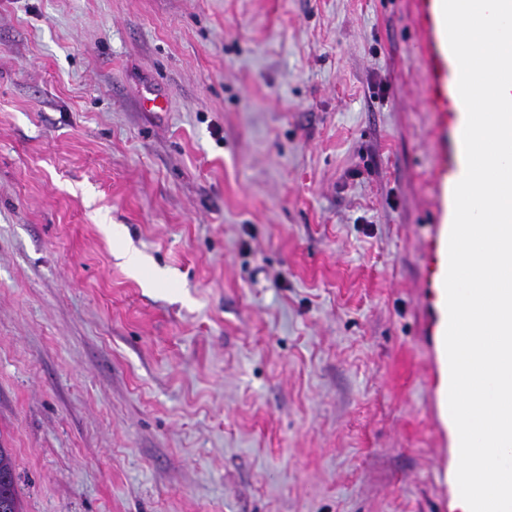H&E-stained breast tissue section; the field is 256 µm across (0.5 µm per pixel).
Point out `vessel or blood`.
<instances>
[{
	"instance_id": "vessel-or-blood-1",
	"label": "vessel or blood",
	"mask_w": 512,
	"mask_h": 512,
	"mask_svg": "<svg viewBox=\"0 0 512 512\" xmlns=\"http://www.w3.org/2000/svg\"><path fill=\"white\" fill-rule=\"evenodd\" d=\"M415 7L423 38L425 95L438 117L435 138L441 146V162L433 178L437 222L428 242L425 283L430 289V302L442 310L446 307L444 280L451 230L448 211L454 206L453 190L466 167L462 141L466 110L458 92L459 67L448 45L442 0H416Z\"/></svg>"
}]
</instances>
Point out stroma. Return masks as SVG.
<instances>
[{"label": "stroma", "mask_w": 512, "mask_h": 512, "mask_svg": "<svg viewBox=\"0 0 512 512\" xmlns=\"http://www.w3.org/2000/svg\"><path fill=\"white\" fill-rule=\"evenodd\" d=\"M420 39L414 0H0L23 512H460Z\"/></svg>", "instance_id": "obj_1"}]
</instances>
